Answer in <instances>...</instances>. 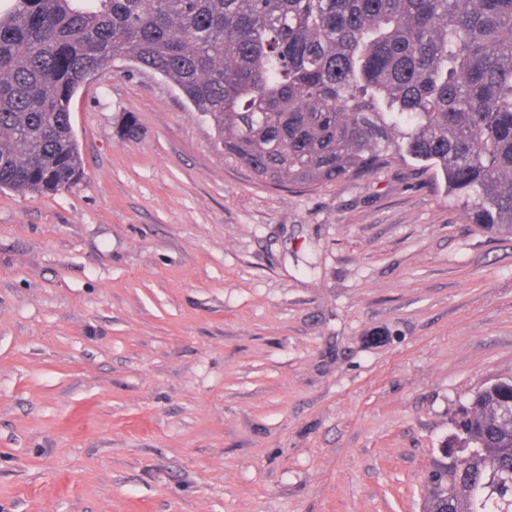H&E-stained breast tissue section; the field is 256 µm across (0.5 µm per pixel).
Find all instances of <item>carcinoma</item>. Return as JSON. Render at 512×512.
<instances>
[{"mask_svg":"<svg viewBox=\"0 0 512 512\" xmlns=\"http://www.w3.org/2000/svg\"><path fill=\"white\" fill-rule=\"evenodd\" d=\"M118 61L172 81L264 183L412 159L467 223L512 235V0H4L0 191L80 181L70 103ZM451 423L423 512H512V379Z\"/></svg>","mask_w":512,"mask_h":512,"instance_id":"cac0c4a2","label":"carcinoma"}]
</instances>
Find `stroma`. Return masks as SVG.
I'll return each instance as SVG.
<instances>
[{"label":"stroma","mask_w":512,"mask_h":512,"mask_svg":"<svg viewBox=\"0 0 512 512\" xmlns=\"http://www.w3.org/2000/svg\"><path fill=\"white\" fill-rule=\"evenodd\" d=\"M70 112L84 178L0 192V512H421L512 377V237L411 162L258 181L131 62Z\"/></svg>","instance_id":"stroma-1"}]
</instances>
